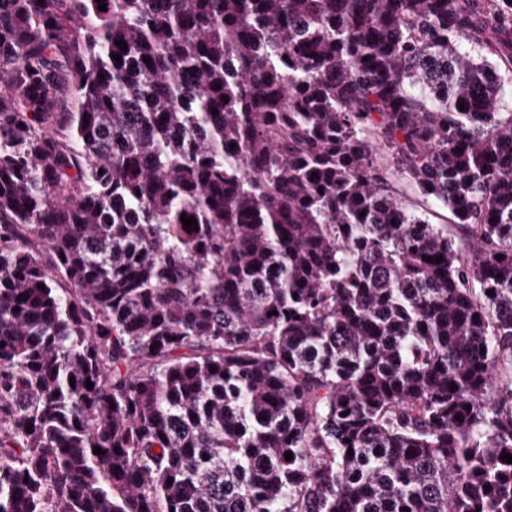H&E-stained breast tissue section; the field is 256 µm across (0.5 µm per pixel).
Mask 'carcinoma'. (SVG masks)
Wrapping results in <instances>:
<instances>
[{"label":"carcinoma","mask_w":512,"mask_h":512,"mask_svg":"<svg viewBox=\"0 0 512 512\" xmlns=\"http://www.w3.org/2000/svg\"><path fill=\"white\" fill-rule=\"evenodd\" d=\"M101 2L0 0V512H512V0Z\"/></svg>","instance_id":"1"}]
</instances>
